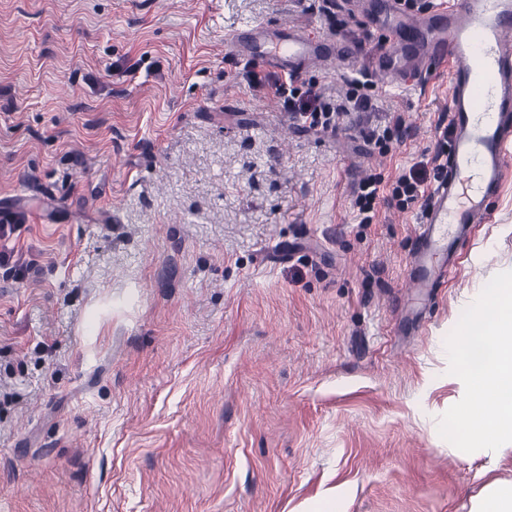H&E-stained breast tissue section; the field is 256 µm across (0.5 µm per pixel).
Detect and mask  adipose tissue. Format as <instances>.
<instances>
[{
  "instance_id": "ef3b65f1",
  "label": "adipose tissue",
  "mask_w": 512,
  "mask_h": 512,
  "mask_svg": "<svg viewBox=\"0 0 512 512\" xmlns=\"http://www.w3.org/2000/svg\"><path fill=\"white\" fill-rule=\"evenodd\" d=\"M457 353L473 362V395L457 422L486 446L512 442V291L480 322L460 326Z\"/></svg>"
}]
</instances>
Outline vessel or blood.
<instances>
[{
    "mask_svg": "<svg viewBox=\"0 0 512 512\" xmlns=\"http://www.w3.org/2000/svg\"><path fill=\"white\" fill-rule=\"evenodd\" d=\"M388 45L374 70L406 87L449 69L448 167L430 193L410 257V286L435 288L453 273L457 241L492 222L491 199L512 169V0H454L415 16L397 9L385 23ZM238 56L284 74L335 65L358 45L311 40L288 25L248 24L228 39Z\"/></svg>",
    "mask_w": 512,
    "mask_h": 512,
    "instance_id": "vessel-or-blood-1",
    "label": "vessel or blood"
}]
</instances>
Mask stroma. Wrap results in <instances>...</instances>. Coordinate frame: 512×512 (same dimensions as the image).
I'll return each mask as SVG.
<instances>
[{"mask_svg": "<svg viewBox=\"0 0 512 512\" xmlns=\"http://www.w3.org/2000/svg\"><path fill=\"white\" fill-rule=\"evenodd\" d=\"M390 0H0V203L38 270L0 268V512H469L512 451L454 419L459 328L512 284V170L457 269L405 304L423 204L358 182L440 151L447 72L374 83L375 150L251 86L248 23L360 44L295 77L331 100ZM384 179L382 177H369L362 181L358 187L357 204L359 211L362 214H368L373 210L374 204L379 198V193L382 187V193L384 187L382 184Z\"/></svg>", "mask_w": 512, "mask_h": 512, "instance_id": "1", "label": "stroma"}]
</instances>
